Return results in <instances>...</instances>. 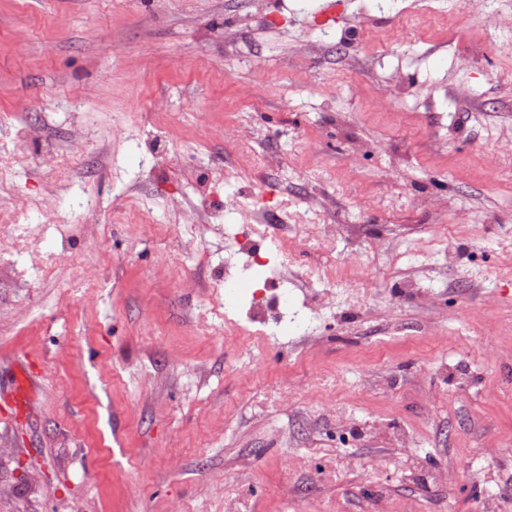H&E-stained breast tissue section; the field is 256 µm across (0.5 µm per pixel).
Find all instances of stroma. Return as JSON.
Wrapping results in <instances>:
<instances>
[{
	"label": "stroma",
	"mask_w": 512,
	"mask_h": 512,
	"mask_svg": "<svg viewBox=\"0 0 512 512\" xmlns=\"http://www.w3.org/2000/svg\"><path fill=\"white\" fill-rule=\"evenodd\" d=\"M411 6L0 0V113L84 134L49 170L0 127L13 196L70 217L0 224L29 241L0 250V375L44 373L27 424L0 408V512H512V0L438 34ZM204 163L232 210L188 254L168 203ZM258 211L268 266L225 260ZM255 288L314 343L266 334Z\"/></svg>",
	"instance_id": "35a3bbf8"
}]
</instances>
